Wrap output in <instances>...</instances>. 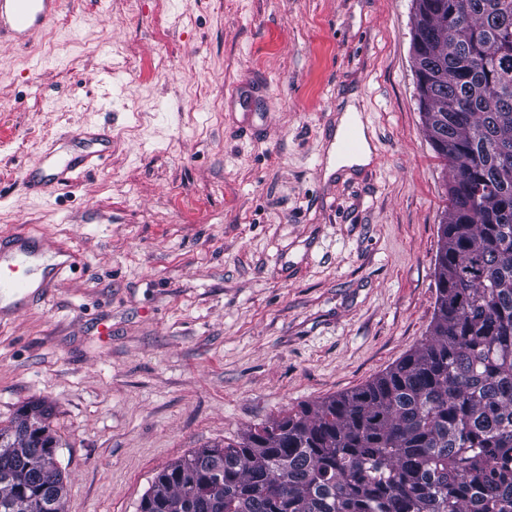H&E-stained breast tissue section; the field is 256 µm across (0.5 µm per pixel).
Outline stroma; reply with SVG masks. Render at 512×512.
<instances>
[{
    "mask_svg": "<svg viewBox=\"0 0 512 512\" xmlns=\"http://www.w3.org/2000/svg\"><path fill=\"white\" fill-rule=\"evenodd\" d=\"M414 0H70L0 46V234L86 259L0 306V427L54 409L63 512H137L193 451L352 392L428 336L450 170L416 91ZM372 164L325 179L341 90ZM106 130L53 196L22 171Z\"/></svg>",
    "mask_w": 512,
    "mask_h": 512,
    "instance_id": "stroma-1",
    "label": "stroma"
}]
</instances>
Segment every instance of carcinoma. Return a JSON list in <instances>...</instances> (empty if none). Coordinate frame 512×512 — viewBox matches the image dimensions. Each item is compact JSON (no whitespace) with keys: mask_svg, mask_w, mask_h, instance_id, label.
Segmentation results:
<instances>
[{"mask_svg":"<svg viewBox=\"0 0 512 512\" xmlns=\"http://www.w3.org/2000/svg\"><path fill=\"white\" fill-rule=\"evenodd\" d=\"M416 0L424 126L450 167L429 336L361 388L201 448L137 512H512V0ZM0 443V512H62L64 474L27 434ZM224 461L222 489L205 462Z\"/></svg>","mask_w":512,"mask_h":512,"instance_id":"obj_1","label":"carcinoma"}]
</instances>
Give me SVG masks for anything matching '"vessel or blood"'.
I'll return each instance as SVG.
<instances>
[{
    "label": "vessel or blood",
    "mask_w": 512,
    "mask_h": 512,
    "mask_svg": "<svg viewBox=\"0 0 512 512\" xmlns=\"http://www.w3.org/2000/svg\"><path fill=\"white\" fill-rule=\"evenodd\" d=\"M64 0H0V45L17 43L30 45L62 11ZM108 160L102 151L89 153L83 161L58 158L55 151L43 153L35 162L42 177L27 180L28 189L52 193L59 187L71 185L82 168H101ZM48 240H33L21 232L8 240L0 239V293L25 288L28 276L37 267L48 247ZM65 259L54 264L47 276V286H54L63 277L85 262L83 254L75 248H64Z\"/></svg>",
    "instance_id": "b4317fda"
}]
</instances>
